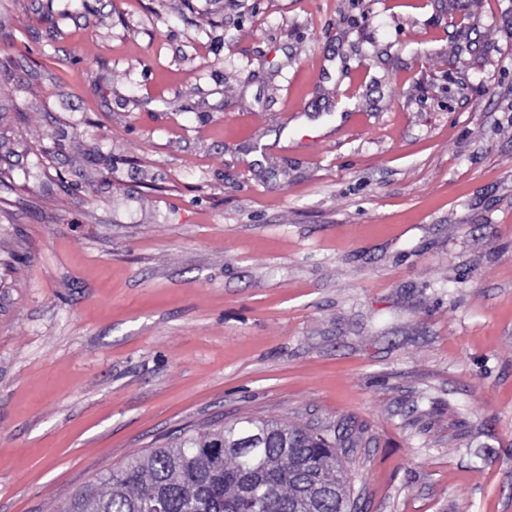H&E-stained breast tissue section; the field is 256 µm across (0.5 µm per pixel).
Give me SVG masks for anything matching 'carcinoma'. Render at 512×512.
I'll return each mask as SVG.
<instances>
[{"label":"carcinoma","instance_id":"1","mask_svg":"<svg viewBox=\"0 0 512 512\" xmlns=\"http://www.w3.org/2000/svg\"><path fill=\"white\" fill-rule=\"evenodd\" d=\"M356 439L242 418L188 429L77 490L56 512H353L337 449Z\"/></svg>","mask_w":512,"mask_h":512}]
</instances>
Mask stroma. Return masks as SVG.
<instances>
[{"label": "stroma", "instance_id": "stroma-1", "mask_svg": "<svg viewBox=\"0 0 512 512\" xmlns=\"http://www.w3.org/2000/svg\"><path fill=\"white\" fill-rule=\"evenodd\" d=\"M248 416L512 512V0H0V512Z\"/></svg>", "mask_w": 512, "mask_h": 512}]
</instances>
